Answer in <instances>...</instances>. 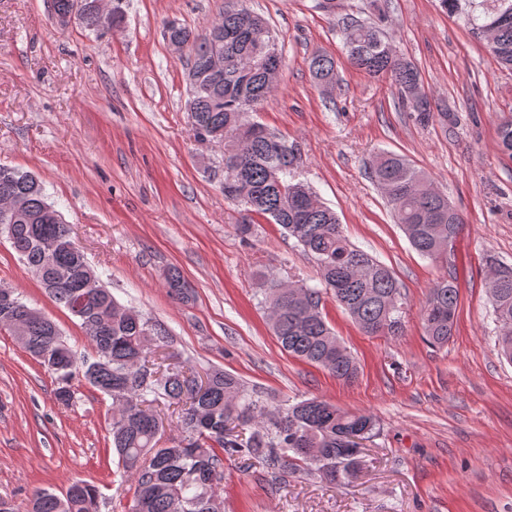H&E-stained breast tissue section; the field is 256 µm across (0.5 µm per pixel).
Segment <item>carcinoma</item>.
<instances>
[{"instance_id": "1", "label": "carcinoma", "mask_w": 512, "mask_h": 512, "mask_svg": "<svg viewBox=\"0 0 512 512\" xmlns=\"http://www.w3.org/2000/svg\"><path fill=\"white\" fill-rule=\"evenodd\" d=\"M450 15L460 16L471 33L485 42L498 64L512 70V0H439ZM349 63L374 76H388L409 109L428 120V97L413 99L420 81L417 66L398 55L384 32L353 15L341 18ZM164 38L190 49L189 112L195 136L224 144V198L243 207L236 231L252 234V216L280 225L301 251L312 256L319 284L285 283L258 274L262 303L277 342L289 355L317 365L336 378L352 382L358 366L328 326L322 294H332L370 336L402 333L401 286L391 270L344 235L336 212L323 204L299 179L295 148L266 127L241 124V114L256 111L278 81L253 63L275 41L268 22L240 0H227L224 12L200 31L174 20L164 23ZM224 54V70L211 71L214 52ZM322 86L338 81L333 58L317 54L310 61ZM499 147L512 158V121L498 127ZM371 178L392 209L412 247L423 257L444 262L448 239H456L461 214L448 197L405 157L384 152L371 166ZM0 234L30 269H41L44 288L81 322L94 349L93 362L77 364L56 323L19 297L0 305V328L21 322L20 341L27 352L55 376L56 397L73 400L71 383L83 378L112 396V447L123 473L135 489L129 512H223L218 485L224 478V456L256 459L282 472L307 471L335 483L356 477L364 448L351 435L371 438L377 420L369 413L344 411L312 397L285 406L266 407L248 393L233 374L220 368L200 377L174 356H151L159 334L139 311L119 303L110 290L92 295L81 288L96 274L58 210L47 201L35 176L0 166ZM501 287L491 294L498 323V353L512 363V267L498 266ZM458 290L448 277L430 288L422 309L426 340L443 347L452 336ZM180 406V436L160 443V400ZM252 428L242 437L241 429ZM80 494L64 497L38 490L28 512H98L99 490L85 480Z\"/></svg>"}]
</instances>
